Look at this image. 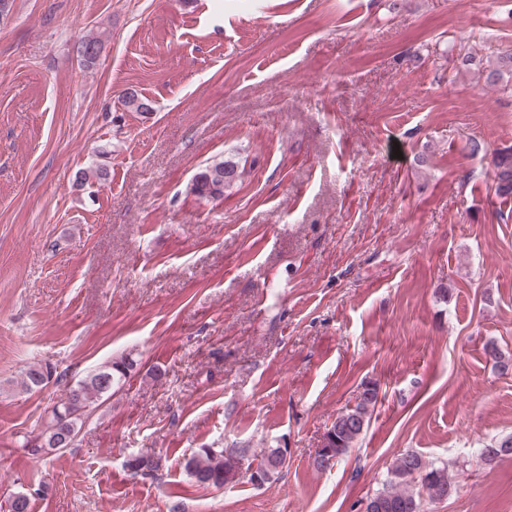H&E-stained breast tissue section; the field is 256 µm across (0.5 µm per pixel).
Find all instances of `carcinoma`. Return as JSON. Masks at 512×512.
<instances>
[{
    "instance_id": "carcinoma-1",
    "label": "carcinoma",
    "mask_w": 512,
    "mask_h": 512,
    "mask_svg": "<svg viewBox=\"0 0 512 512\" xmlns=\"http://www.w3.org/2000/svg\"><path fill=\"white\" fill-rule=\"evenodd\" d=\"M99 52L98 39L91 37L82 42L81 54L86 65L94 64ZM461 64L476 67L487 88L503 91L508 87L503 82L504 73L512 74V48L496 47L486 61L467 50L461 56ZM491 164L495 171L497 195L512 197V150L494 152ZM243 171L244 168L231 158L214 162L195 176L192 193L200 198L219 199L225 190L241 182ZM133 369L134 360L126 355L120 356L89 371L71 385L65 397L52 409L46 427L30 441L31 455L42 451L48 456L72 447L85 418L124 385ZM51 376L50 366L34 364L24 375L22 390L41 391L48 386ZM377 400L376 391L364 387L355 404L340 412L326 429L329 448L336 458L347 454L366 432ZM506 454L512 456V436L498 439L480 451V457L487 463ZM243 459L260 466L274 467L268 479L270 483L287 468L273 448L252 454L248 448L204 447L185 458L184 470L192 485L221 489L246 479L247 473L239 470ZM125 467L134 475L141 471H157L161 467V458L135 454L125 461ZM451 490L447 465H438L414 450H407L395 458L381 487L367 498L365 512H426L427 503L449 495ZM9 512H32V495L15 493L9 503Z\"/></svg>"
}]
</instances>
